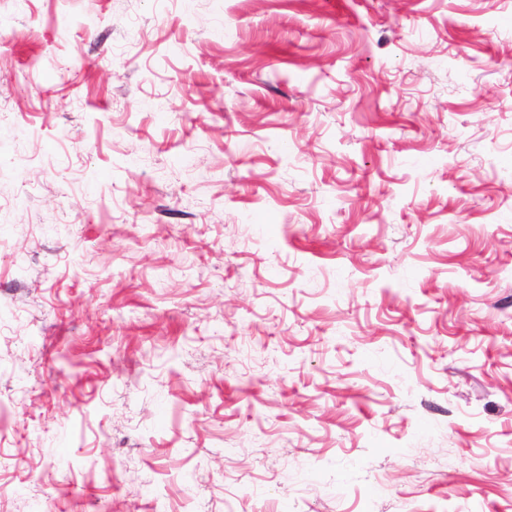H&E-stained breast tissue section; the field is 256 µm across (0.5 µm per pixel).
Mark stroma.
I'll use <instances>...</instances> for the list:
<instances>
[{"instance_id":"35a3bbf8","label":"stroma","mask_w":512,"mask_h":512,"mask_svg":"<svg viewBox=\"0 0 512 512\" xmlns=\"http://www.w3.org/2000/svg\"><path fill=\"white\" fill-rule=\"evenodd\" d=\"M0 512H512V0H0Z\"/></svg>"}]
</instances>
